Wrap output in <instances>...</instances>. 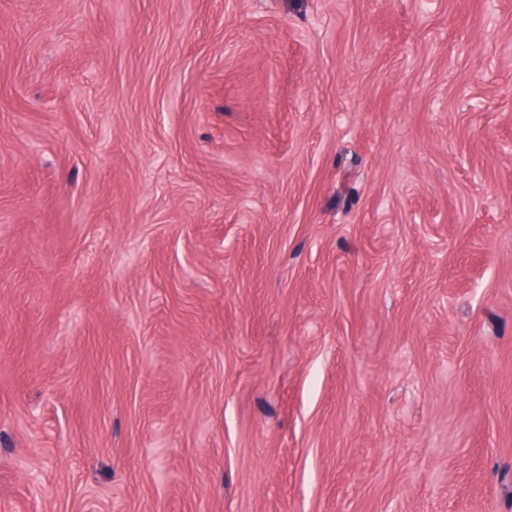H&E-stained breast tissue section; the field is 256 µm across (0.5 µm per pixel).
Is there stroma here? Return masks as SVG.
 <instances>
[{
	"label": "stroma",
	"instance_id": "obj_1",
	"mask_svg": "<svg viewBox=\"0 0 512 512\" xmlns=\"http://www.w3.org/2000/svg\"><path fill=\"white\" fill-rule=\"evenodd\" d=\"M0 512H512V0H0Z\"/></svg>",
	"mask_w": 512,
	"mask_h": 512
}]
</instances>
